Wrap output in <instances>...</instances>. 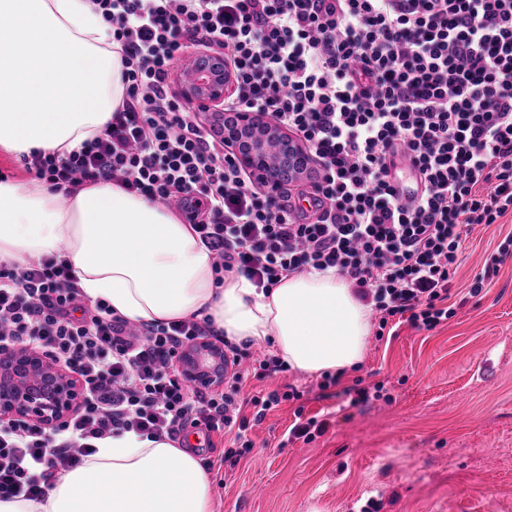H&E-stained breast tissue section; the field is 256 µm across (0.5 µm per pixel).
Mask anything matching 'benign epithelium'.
Returning a JSON list of instances; mask_svg holds the SVG:
<instances>
[{
  "label": "benign epithelium",
  "mask_w": 512,
  "mask_h": 512,
  "mask_svg": "<svg viewBox=\"0 0 512 512\" xmlns=\"http://www.w3.org/2000/svg\"><path fill=\"white\" fill-rule=\"evenodd\" d=\"M181 91L191 103L206 112H221L227 83L224 59L198 52L180 74ZM234 143L239 161L276 196L285 176H300L297 169L288 172L268 163L271 155L290 158L301 153L298 142L274 123L252 112L240 113ZM219 352L205 343L185 350L179 366L192 378L199 377L200 365ZM81 382L49 354L35 347L0 348V418H12L37 424L53 431L82 405Z\"/></svg>",
  "instance_id": "obj_1"
}]
</instances>
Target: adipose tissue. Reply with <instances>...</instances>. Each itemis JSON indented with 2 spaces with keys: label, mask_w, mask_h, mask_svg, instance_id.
<instances>
[{
  "label": "adipose tissue",
  "mask_w": 512,
  "mask_h": 512,
  "mask_svg": "<svg viewBox=\"0 0 512 512\" xmlns=\"http://www.w3.org/2000/svg\"><path fill=\"white\" fill-rule=\"evenodd\" d=\"M0 147L67 155L101 134L122 101L123 64L90 0H0ZM66 248L78 285L135 322L209 317L238 343H272L317 376L359 364L371 310L335 270L295 274L258 291L217 280L190 225L144 197L90 185L61 200L41 183L0 179V261L26 265ZM211 479L172 441L124 433L98 441L44 498L0 500V512H212Z\"/></svg>",
  "instance_id": "1"
}]
</instances>
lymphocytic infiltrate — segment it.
Wrapping results in <instances>:
<instances>
[{
	"instance_id": "f902f5d3",
	"label": "lymphocytic infiltrate",
	"mask_w": 512,
	"mask_h": 512,
	"mask_svg": "<svg viewBox=\"0 0 512 512\" xmlns=\"http://www.w3.org/2000/svg\"><path fill=\"white\" fill-rule=\"evenodd\" d=\"M122 52L126 94L80 151L22 159L67 194L115 184L174 199L216 272L269 290L329 269L379 314L433 330L455 314L449 283L474 226L512 215V0H91ZM233 73L228 114L269 117L301 144L306 181L277 196L238 162L222 130L173 88L188 48ZM418 197L390 183L398 151ZM219 342L225 391L190 386L182 352ZM34 346L74 373L84 402L55 433L0 419V499L45 495L97 441L134 432L178 440L234 430L225 460L251 447V423L297 389L237 395L243 352L208 318L137 323L91 300L66 258L0 263V347ZM250 406L251 416L241 414Z\"/></svg>"
}]
</instances>
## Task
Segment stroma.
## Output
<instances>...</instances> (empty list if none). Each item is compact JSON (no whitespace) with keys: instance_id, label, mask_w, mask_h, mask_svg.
<instances>
[{"instance_id":"35a3bbf8","label":"stroma","mask_w":512,"mask_h":512,"mask_svg":"<svg viewBox=\"0 0 512 512\" xmlns=\"http://www.w3.org/2000/svg\"><path fill=\"white\" fill-rule=\"evenodd\" d=\"M509 235L512 217L475 227L450 282L455 316L369 336L339 384L292 368L249 378L244 395L291 385L302 397L249 430L238 463L223 461L221 434L198 454L211 465L213 512H512V255L479 296L467 293ZM358 381L383 383L381 398L348 406L343 390ZM298 409L327 430L289 440ZM258 484L266 495H251Z\"/></svg>"}]
</instances>
